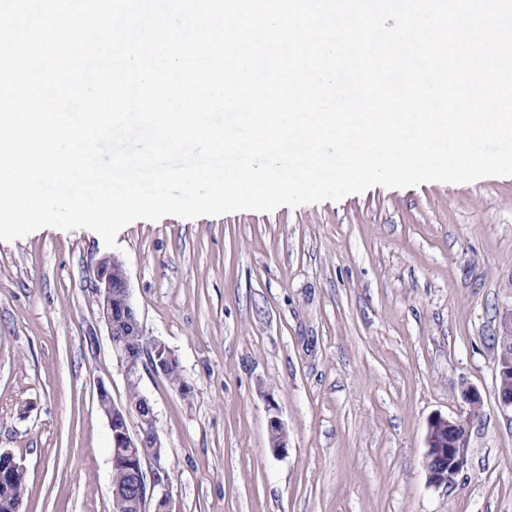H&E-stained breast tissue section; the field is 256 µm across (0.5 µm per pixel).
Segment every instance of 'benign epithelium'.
<instances>
[{
	"instance_id": "obj_1",
	"label": "benign epithelium",
	"mask_w": 512,
	"mask_h": 512,
	"mask_svg": "<svg viewBox=\"0 0 512 512\" xmlns=\"http://www.w3.org/2000/svg\"><path fill=\"white\" fill-rule=\"evenodd\" d=\"M94 280L100 314L126 382H139L143 369L141 350L147 340L156 348L155 360L148 364L153 372L167 375L178 360L165 343L146 334L131 299L124 262L114 255L100 258L94 270ZM498 344L497 402L503 413L512 414V316L502 322ZM461 398L466 406L462 413L456 416L436 414L427 422L423 466L429 483L434 486L451 485L469 463L470 427L483 403L473 387L462 390ZM97 400L112 433V464L125 467L135 479L132 488L112 491V510L145 512L150 501L154 512H173L169 494L171 477L164 455L159 451L161 442L156 431V414L149 399L141 396L138 408L118 405L101 385L97 389ZM269 437L272 448L286 447V431L276 417L270 419ZM146 463L149 464L147 470L144 469ZM22 472L24 467L13 455L0 453V483L5 484Z\"/></svg>"
}]
</instances>
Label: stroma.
<instances>
[{"label":"stroma","mask_w":512,"mask_h":512,"mask_svg":"<svg viewBox=\"0 0 512 512\" xmlns=\"http://www.w3.org/2000/svg\"><path fill=\"white\" fill-rule=\"evenodd\" d=\"M116 242L55 227L0 240V452L25 468L21 512H112L96 391L123 404L127 385L92 289L109 253L191 386L141 373L175 512H512L495 380L512 176L137 220ZM466 386L483 399L469 466L436 487L427 420L462 412Z\"/></svg>","instance_id":"stroma-1"}]
</instances>
